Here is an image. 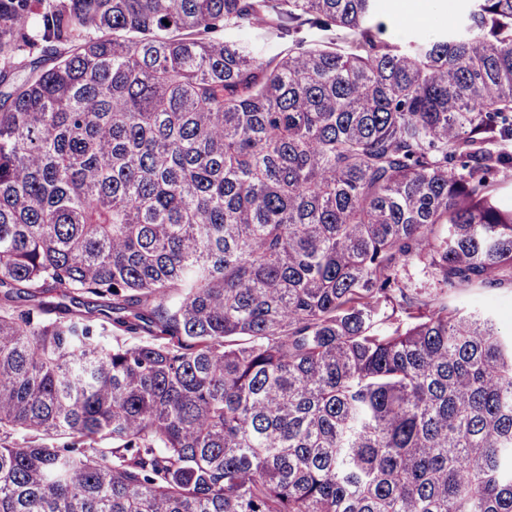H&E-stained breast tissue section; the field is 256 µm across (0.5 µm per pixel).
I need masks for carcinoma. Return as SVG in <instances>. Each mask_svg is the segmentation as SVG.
<instances>
[{
    "instance_id": "obj_1",
    "label": "carcinoma",
    "mask_w": 512,
    "mask_h": 512,
    "mask_svg": "<svg viewBox=\"0 0 512 512\" xmlns=\"http://www.w3.org/2000/svg\"><path fill=\"white\" fill-rule=\"evenodd\" d=\"M469 2L400 45L0 0V512H512V324L453 299L512 287V0Z\"/></svg>"
}]
</instances>
